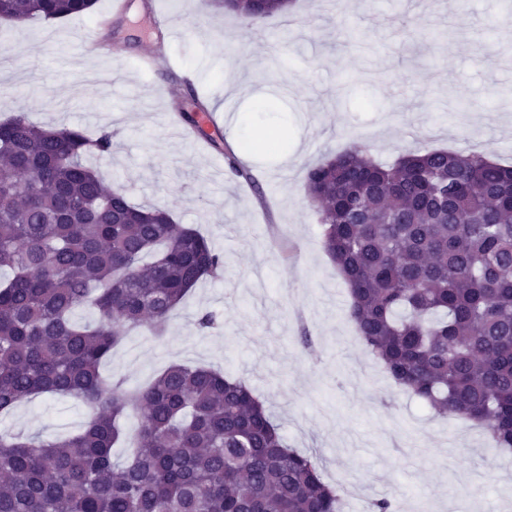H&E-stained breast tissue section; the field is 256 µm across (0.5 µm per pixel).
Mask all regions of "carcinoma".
<instances>
[{"label":"carcinoma","instance_id":"cac0c4a2","mask_svg":"<svg viewBox=\"0 0 512 512\" xmlns=\"http://www.w3.org/2000/svg\"><path fill=\"white\" fill-rule=\"evenodd\" d=\"M211 2L253 24L291 7ZM93 5L0 0V14L19 27ZM111 148L107 131L0 122V415L37 395L90 409L66 437L0 434V512H342L320 459L288 447L246 381L186 364L141 389L102 378L128 331L163 333L224 268L196 229L104 186L84 157ZM303 179L366 349L439 415L512 448V165L431 148L389 165L359 145Z\"/></svg>","mask_w":512,"mask_h":512}]
</instances>
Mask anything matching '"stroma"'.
Instances as JSON below:
<instances>
[{
  "label": "stroma",
  "instance_id": "obj_1",
  "mask_svg": "<svg viewBox=\"0 0 512 512\" xmlns=\"http://www.w3.org/2000/svg\"><path fill=\"white\" fill-rule=\"evenodd\" d=\"M143 1L116 14L96 0L85 15L12 31L1 49L0 121L24 112L93 138L111 131V152L91 159L106 185L169 210L224 256L165 336L131 333L104 376L133 388L177 362L246 380L288 444L344 487L345 512L381 497L399 512H512V449L492 452L472 420L435 416L358 339L303 184L307 166L355 142L387 162L428 145L512 163V0H297L253 28L204 0H147V11ZM174 9L198 26L157 46L152 13ZM106 15L100 48L79 49L82 29ZM154 51L164 63L143 68ZM172 72L195 96L173 101ZM197 96L223 116L238 171L168 127V110L194 114ZM205 312L214 323L201 330ZM88 414L75 399L37 397L0 417V431L73 434Z\"/></svg>",
  "mask_w": 512,
  "mask_h": 512
}]
</instances>
